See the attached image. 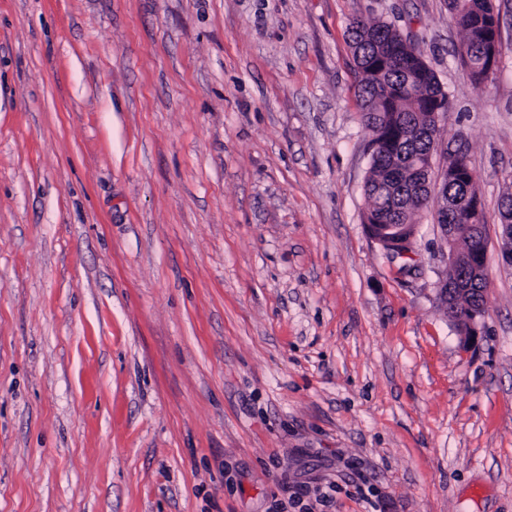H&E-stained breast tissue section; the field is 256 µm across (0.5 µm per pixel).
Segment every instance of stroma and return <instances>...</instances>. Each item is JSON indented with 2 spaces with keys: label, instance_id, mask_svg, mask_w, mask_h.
<instances>
[{
  "label": "stroma",
  "instance_id": "1",
  "mask_svg": "<svg viewBox=\"0 0 512 512\" xmlns=\"http://www.w3.org/2000/svg\"><path fill=\"white\" fill-rule=\"evenodd\" d=\"M477 90L447 0H0V512H512V0ZM416 39L487 238L485 318L366 233L346 27ZM508 199L509 207L506 209L504 213L501 211L500 215L502 218V224L500 229V251L503 260L512 265V211H511V202H512V194L510 196H506ZM504 198V199H505ZM503 199V201H504ZM501 203V209L506 208L505 201ZM507 222V224H505Z\"/></svg>",
  "mask_w": 512,
  "mask_h": 512
}]
</instances>
